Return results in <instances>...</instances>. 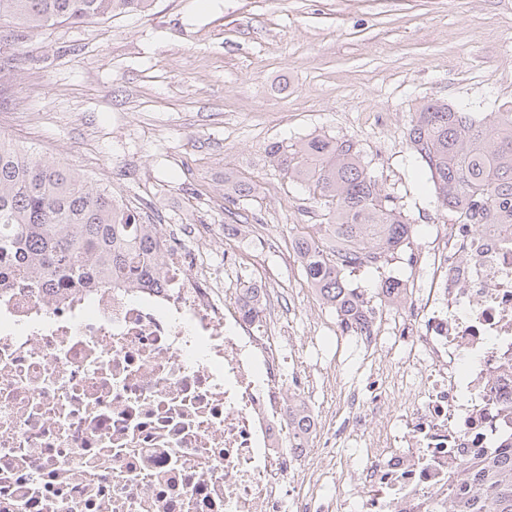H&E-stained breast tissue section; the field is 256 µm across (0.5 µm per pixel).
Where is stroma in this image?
I'll return each instance as SVG.
<instances>
[{"instance_id":"stroma-1","label":"stroma","mask_w":512,"mask_h":512,"mask_svg":"<svg viewBox=\"0 0 512 512\" xmlns=\"http://www.w3.org/2000/svg\"><path fill=\"white\" fill-rule=\"evenodd\" d=\"M0 67V136L106 186L144 223L249 225L212 255L229 289L275 278L298 339L338 331L294 258L324 207L265 148L356 141L425 247L447 224L407 142L426 99L488 115L512 102V0H154L149 11L45 31ZM256 192L231 218L224 172ZM315 373L365 382L352 349L310 345Z\"/></svg>"}]
</instances>
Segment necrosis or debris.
<instances>
[{
	"label": "necrosis or debris",
	"instance_id": "obj_1",
	"mask_svg": "<svg viewBox=\"0 0 512 512\" xmlns=\"http://www.w3.org/2000/svg\"><path fill=\"white\" fill-rule=\"evenodd\" d=\"M223 237L159 241L136 288L0 279V512H445L463 466L512 446V226L452 224L376 320L341 333L371 393L309 402L279 290L245 316L209 262ZM360 443L335 470L336 415Z\"/></svg>",
	"mask_w": 512,
	"mask_h": 512
}]
</instances>
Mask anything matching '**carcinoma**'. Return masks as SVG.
I'll return each instance as SVG.
<instances>
[{
    "mask_svg": "<svg viewBox=\"0 0 512 512\" xmlns=\"http://www.w3.org/2000/svg\"><path fill=\"white\" fill-rule=\"evenodd\" d=\"M153 0H0V49L55 25H80L145 12ZM409 146L429 173L436 198L463 224H512V105L490 117L431 99L415 112ZM270 162L326 207V223L294 237L306 281L340 324L362 314L347 275L379 268L406 246L414 225L368 168L351 138L315 135L266 148ZM254 185L224 172V202ZM160 229L70 168L0 140V274L74 288L127 287L160 276ZM465 488L448 491L447 512H512V449L463 468Z\"/></svg>",
    "mask_w": 512,
    "mask_h": 512,
    "instance_id": "carcinoma-1",
    "label": "carcinoma"
}]
</instances>
